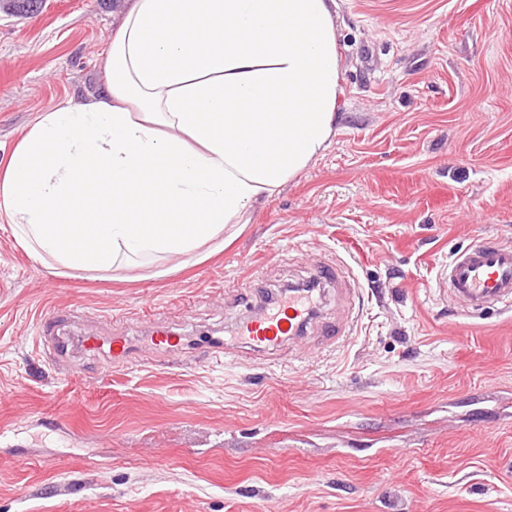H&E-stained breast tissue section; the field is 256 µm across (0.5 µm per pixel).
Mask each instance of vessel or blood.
<instances>
[{"label":"vessel or blood","instance_id":"1","mask_svg":"<svg viewBox=\"0 0 512 512\" xmlns=\"http://www.w3.org/2000/svg\"><path fill=\"white\" fill-rule=\"evenodd\" d=\"M446 274L449 293L466 301L469 310L480 313L512 308V247L490 241L475 243L453 256ZM321 300L315 289H291L285 298L264 306L260 313L239 318L232 335L214 341L206 356L228 364L245 351L281 350L307 334ZM82 347L89 352L107 351L109 362L114 364L127 363L134 356L130 344L120 337L105 345L100 338L89 336L83 339Z\"/></svg>","mask_w":512,"mask_h":512}]
</instances>
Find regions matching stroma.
<instances>
[{"label": "stroma", "mask_w": 512, "mask_h": 512, "mask_svg": "<svg viewBox=\"0 0 512 512\" xmlns=\"http://www.w3.org/2000/svg\"><path fill=\"white\" fill-rule=\"evenodd\" d=\"M126 7L0 0V170L98 92ZM336 29L335 139L220 252L55 271L0 220V512H512V310L470 315L445 277L512 246V0H337ZM336 259L354 301L326 290L319 319L343 342L205 359L257 290ZM152 323L182 349L145 352ZM85 336L139 359L103 374Z\"/></svg>", "instance_id": "stroma-1"}]
</instances>
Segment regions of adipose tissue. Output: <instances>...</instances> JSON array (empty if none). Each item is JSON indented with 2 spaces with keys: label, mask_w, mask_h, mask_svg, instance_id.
I'll return each mask as SVG.
<instances>
[{
  "label": "adipose tissue",
  "mask_w": 512,
  "mask_h": 512,
  "mask_svg": "<svg viewBox=\"0 0 512 512\" xmlns=\"http://www.w3.org/2000/svg\"><path fill=\"white\" fill-rule=\"evenodd\" d=\"M336 0H132L98 95L42 113L0 173V215L52 268L191 256L328 148Z\"/></svg>",
  "instance_id": "ef3b65f1"
}]
</instances>
